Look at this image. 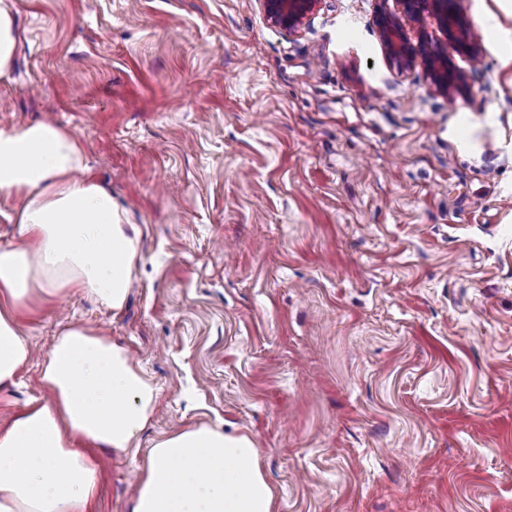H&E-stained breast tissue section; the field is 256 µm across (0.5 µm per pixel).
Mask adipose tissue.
Wrapping results in <instances>:
<instances>
[{"label": "adipose tissue", "mask_w": 512, "mask_h": 512, "mask_svg": "<svg viewBox=\"0 0 512 512\" xmlns=\"http://www.w3.org/2000/svg\"><path fill=\"white\" fill-rule=\"evenodd\" d=\"M0 199L20 200L14 241L0 244V392L32 350L18 316L35 295L92 296L120 311L141 231L84 162L76 137L48 120L0 128ZM50 398L0 428V512H94L95 449L125 453L151 421L156 387L126 349L67 324L40 365ZM130 512H274V492L246 435L206 424L171 432L138 467Z\"/></svg>", "instance_id": "1"}]
</instances>
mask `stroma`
Masks as SVG:
<instances>
[{"label":"stroma","instance_id":"stroma-1","mask_svg":"<svg viewBox=\"0 0 512 512\" xmlns=\"http://www.w3.org/2000/svg\"><path fill=\"white\" fill-rule=\"evenodd\" d=\"M460 5L483 61L448 49L451 101L386 54L382 11L446 40L399 0H320L291 37L258 0H12L0 127L69 130L143 229L123 310L19 318L39 356L96 328L158 389L136 456L98 453V512H130L134 458L200 423L253 439L276 512H512V56L486 23L512 14ZM20 380L0 425L48 397L38 363Z\"/></svg>","mask_w":512,"mask_h":512}]
</instances>
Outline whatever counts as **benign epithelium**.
Wrapping results in <instances>:
<instances>
[{"label": "benign epithelium", "instance_id": "1", "mask_svg": "<svg viewBox=\"0 0 512 512\" xmlns=\"http://www.w3.org/2000/svg\"><path fill=\"white\" fill-rule=\"evenodd\" d=\"M267 20L285 31L295 34L302 20L310 13L319 0H259ZM405 14L413 20H420L426 12L437 17L448 41L459 52L466 54L474 63L479 61L477 39L459 5V0H400ZM381 41L390 58L401 66L412 65L420 57L426 64L432 84L437 90L448 94L464 87V75L454 68L444 50L421 42L415 48L408 42L403 26L392 15L382 12L378 16Z\"/></svg>", "mask_w": 512, "mask_h": 512}]
</instances>
